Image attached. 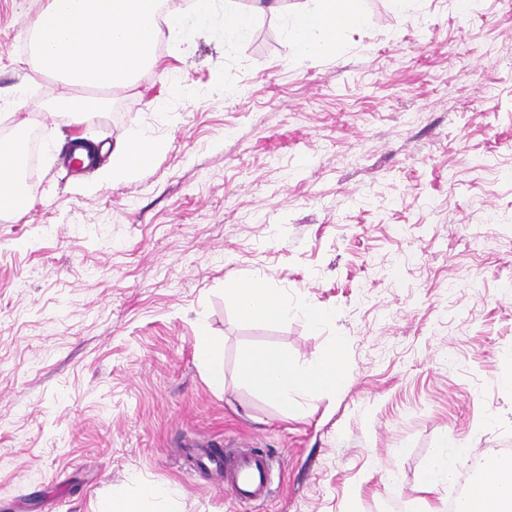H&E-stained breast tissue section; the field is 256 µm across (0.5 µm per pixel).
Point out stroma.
Returning <instances> with one entry per match:
<instances>
[{
	"instance_id": "1",
	"label": "stroma",
	"mask_w": 512,
	"mask_h": 512,
	"mask_svg": "<svg viewBox=\"0 0 512 512\" xmlns=\"http://www.w3.org/2000/svg\"><path fill=\"white\" fill-rule=\"evenodd\" d=\"M238 2L257 22L233 92L199 32L77 123L29 47L40 0H0V132L28 117L38 143L33 206L0 222V512H95L142 481L169 493L146 512H448L512 449V11L362 0L364 25L303 60L283 27L311 0ZM135 130L161 142L154 165L84 192L71 135L114 149ZM243 277L287 319L245 318ZM281 348L340 349L342 383L282 410L238 377L246 351ZM190 439L264 451L268 496L234 505ZM447 441L457 482L416 492ZM197 346L202 355L210 381L214 385H224V347L223 343L201 326L198 332Z\"/></svg>"
}]
</instances>
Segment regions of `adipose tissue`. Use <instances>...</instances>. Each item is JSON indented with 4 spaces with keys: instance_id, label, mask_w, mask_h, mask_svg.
I'll list each match as a JSON object with an SVG mask.
<instances>
[{
    "instance_id": "1",
    "label": "adipose tissue",
    "mask_w": 512,
    "mask_h": 512,
    "mask_svg": "<svg viewBox=\"0 0 512 512\" xmlns=\"http://www.w3.org/2000/svg\"><path fill=\"white\" fill-rule=\"evenodd\" d=\"M364 22L360 0H317L314 8L295 16L284 35L301 57L313 59L335 44L342 31ZM160 148L150 135L130 133L116 149L111 164L99 168L95 179L86 184V191L97 192L140 174L154 164ZM231 293L247 318L276 321L288 317L287 305L257 280H238ZM239 378L289 410L295 397L332 390L342 382L341 354L336 351L304 365L285 350L250 351L240 361ZM485 466L488 478L469 485L457 512H512V458L491 456Z\"/></svg>"
}]
</instances>
